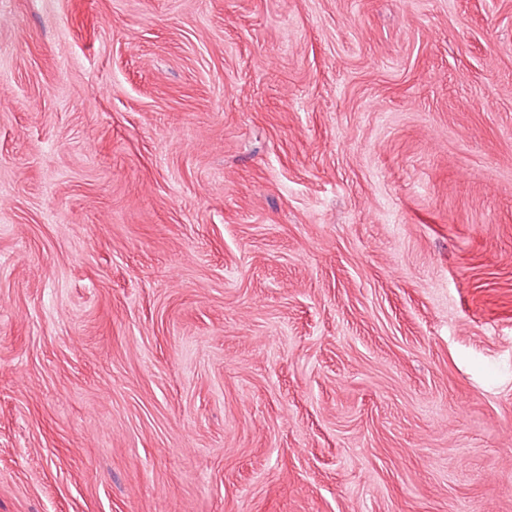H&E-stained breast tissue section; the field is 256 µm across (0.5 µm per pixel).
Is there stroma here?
I'll return each mask as SVG.
<instances>
[{
	"label": "stroma",
	"mask_w": 512,
	"mask_h": 512,
	"mask_svg": "<svg viewBox=\"0 0 512 512\" xmlns=\"http://www.w3.org/2000/svg\"><path fill=\"white\" fill-rule=\"evenodd\" d=\"M0 512H512V0H0Z\"/></svg>",
	"instance_id": "obj_1"
}]
</instances>
